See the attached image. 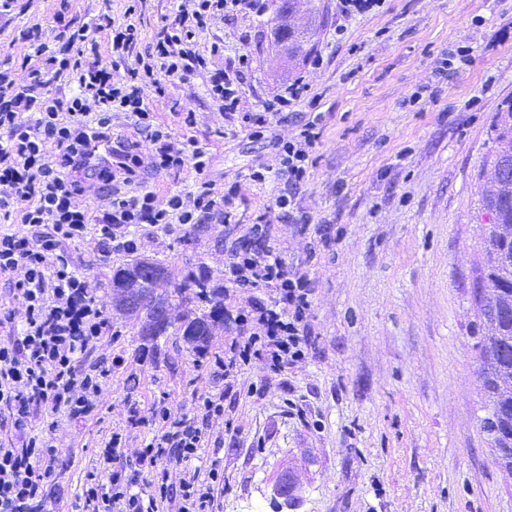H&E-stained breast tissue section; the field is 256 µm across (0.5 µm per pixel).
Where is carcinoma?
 <instances>
[{
    "instance_id": "cac0c4a2",
    "label": "carcinoma",
    "mask_w": 512,
    "mask_h": 512,
    "mask_svg": "<svg viewBox=\"0 0 512 512\" xmlns=\"http://www.w3.org/2000/svg\"><path fill=\"white\" fill-rule=\"evenodd\" d=\"M277 46L295 59L308 54V31L288 24L279 14L274 31ZM494 156L512 164V101L498 112L493 138ZM484 209L491 216L483 242L484 261L476 277L478 288L487 291L494 300L498 317L479 324V378L484 395L486 415L481 428L496 449L499 464L512 470V175L499 177L492 170L482 193ZM126 270L118 267L112 274V295L116 307L130 316H144L142 326L149 327L142 339L157 342L170 328L181 332L187 345L196 354L203 353L212 330L224 324V285L214 284L207 277L187 275L174 288L179 303L191 306L176 322L159 318L170 310V300L158 298L152 292H142L133 299L121 295L125 290Z\"/></svg>"
}]
</instances>
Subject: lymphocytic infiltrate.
Segmentation results:
<instances>
[{
  "label": "lymphocytic infiltrate",
  "instance_id": "f902f5d3",
  "mask_svg": "<svg viewBox=\"0 0 512 512\" xmlns=\"http://www.w3.org/2000/svg\"><path fill=\"white\" fill-rule=\"evenodd\" d=\"M264 0H189L174 21L142 46L136 24L100 18L94 26L73 29L63 48L47 53L33 33H24L42 65L31 72L28 84L17 85L11 69L0 66V274L10 276V292L19 304L0 314V422L9 423L13 438L0 441V512H46V485L52 469L47 462L57 448L33 436V415L65 412L84 420L98 408L100 380L106 365H86L85 358L109 329L92 291L73 263L66 247L94 233L96 249L108 255L132 254L140 241L132 232L137 224L162 229L174 224H231L240 182L215 192L203 182L192 191L159 198L142 178L143 168L156 171L192 166L204 172L208 153L195 137L172 142L157 122L145 94L159 86L160 76L186 78L205 69L196 48L197 30L206 28L218 13H260ZM111 29L112 55L118 61L135 58L124 71L100 69L96 58L98 32ZM68 78V94L52 91V82ZM128 115L145 141L138 145L116 139L111 168H87L85 148L99 137H115L112 115ZM316 121L280 146L279 175L297 184L307 176L310 149L317 138ZM109 189L107 208L79 206L86 181ZM27 226V234L15 225ZM225 288H270L277 298L240 311V323L253 322L257 332L232 342L230 357H216L214 373L228 378L253 357L266 358L272 371L304 357V320L310 306L311 283L305 275L289 272L280 248L267 242V227L252 225L248 241L239 243L224 267ZM200 420L176 417L166 405L153 406L152 419L163 434L135 449L134 467H114L124 440L110 433L95 466L87 471L80 499L82 512H158L161 503L179 500L178 512H212L214 492L224 484L217 469L206 477L188 472L172 481L159 460L168 454L191 462L202 448L206 423L223 417V394L199 397ZM152 474V492L143 495L137 485L141 469Z\"/></svg>",
  "mask_w": 512,
  "mask_h": 512
}]
</instances>
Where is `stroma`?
Returning <instances> with one entry per match:
<instances>
[{
	"label": "stroma",
	"instance_id": "35a3bbf8",
	"mask_svg": "<svg viewBox=\"0 0 512 512\" xmlns=\"http://www.w3.org/2000/svg\"><path fill=\"white\" fill-rule=\"evenodd\" d=\"M128 0H27L0 17V62L26 84L39 60L20 30L38 27L48 50L72 26L107 15L125 21ZM277 0L259 16L216 17L197 32L207 68L164 80L150 94L173 141L195 136L208 151L203 174L191 168L145 171L159 197L210 182L216 192L237 180L232 224L139 225V257L163 259L170 293L188 273L224 279L232 244L264 217L289 271L312 284L305 356L269 368L255 357L226 389L210 374L214 356L254 325L214 330L205 355L181 337L142 340L136 320L112 306L114 268L125 255L96 256L93 238L67 253L88 280L110 330L91 353L121 358L100 385L99 410L84 421L59 413L32 428L59 454L47 486L49 512H75L84 474L102 439L123 432L139 448L161 433L156 403L196 414L198 397L223 391L224 415L210 421L197 459H162L172 476L186 468L224 474L213 512H512V472L501 468L479 419L483 414L473 290L489 218L480 187L492 168L496 115L512 100V0H386L366 14L342 15L339 0H298L293 21L310 34L311 57L289 61L274 43ZM452 60L447 78L436 77ZM241 73L237 112L210 95L214 72ZM307 91L288 111L264 106L295 80ZM191 102L185 126L173 106ZM265 113L261 129L246 115ZM320 114L311 165L299 184L250 181L258 167L277 168L279 142ZM292 198L282 214L277 197ZM291 475L294 507H278L272 488Z\"/></svg>",
	"mask_w": 512,
	"mask_h": 512
}]
</instances>
